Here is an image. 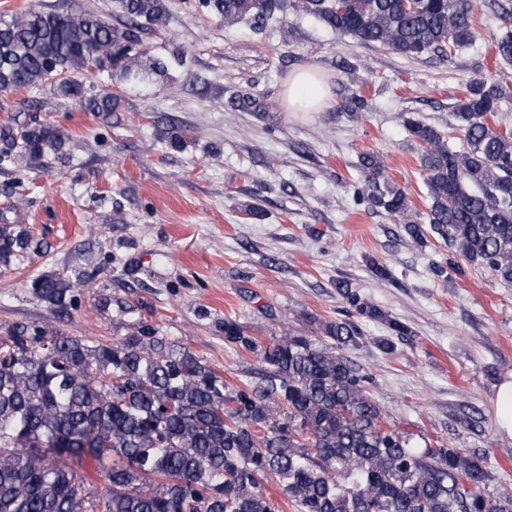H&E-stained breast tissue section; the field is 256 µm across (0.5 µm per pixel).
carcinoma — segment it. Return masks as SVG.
I'll return each mask as SVG.
<instances>
[{"mask_svg": "<svg viewBox=\"0 0 512 512\" xmlns=\"http://www.w3.org/2000/svg\"><path fill=\"white\" fill-rule=\"evenodd\" d=\"M224 25L262 29L284 0H206ZM121 28L104 15L28 8L0 19V94L51 82L86 112H114L118 98L74 78L95 56L121 75L139 64L144 24L160 25L164 0H118ZM302 8L363 43L417 57L471 43L470 0H302ZM512 62V32L495 41ZM506 90L473 82L456 106L466 149L453 151L437 128L410 116L403 127L421 149L429 227L413 218L408 194L383 180V160L359 157L365 183L356 204L383 212L414 244L434 234L463 260L512 285V130L498 118ZM9 157L21 146L40 157L65 145L56 127L35 121L0 129ZM33 247L26 230L0 229V264ZM81 279L43 275L32 294L68 313ZM354 312L408 328L344 290ZM317 336L284 333L268 347L224 320V340L256 354L261 381L231 388L184 343L143 323L117 340L49 336L16 323L0 333V512H275L272 481L296 512H512L493 499L484 456L441 445L416 448L390 425L368 377L339 350L358 343L347 320H317ZM93 462L104 485H83Z\"/></svg>", "mask_w": 512, "mask_h": 512, "instance_id": "obj_1", "label": "carcinoma"}]
</instances>
